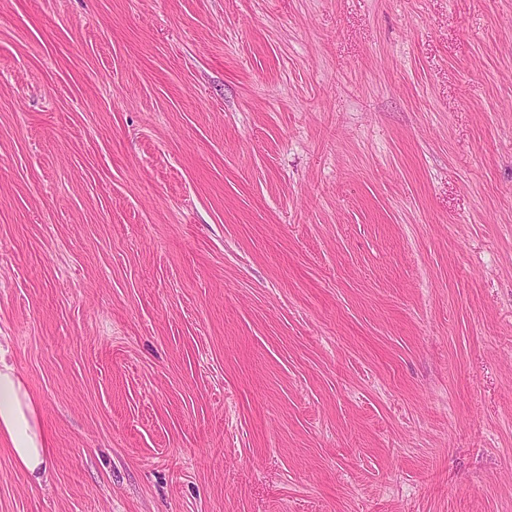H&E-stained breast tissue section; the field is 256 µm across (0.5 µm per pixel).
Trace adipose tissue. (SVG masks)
Masks as SVG:
<instances>
[{
	"label": "adipose tissue",
	"mask_w": 512,
	"mask_h": 512,
	"mask_svg": "<svg viewBox=\"0 0 512 512\" xmlns=\"http://www.w3.org/2000/svg\"><path fill=\"white\" fill-rule=\"evenodd\" d=\"M9 350L0 344V436L17 463L29 474L42 475L49 462L47 439L36 420V409L14 367Z\"/></svg>",
	"instance_id": "1"
}]
</instances>
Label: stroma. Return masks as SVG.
<instances>
[{
  "label": "stroma",
  "mask_w": 512,
  "mask_h": 512,
  "mask_svg": "<svg viewBox=\"0 0 512 512\" xmlns=\"http://www.w3.org/2000/svg\"><path fill=\"white\" fill-rule=\"evenodd\" d=\"M0 512H512V0H0ZM9 349L0 343V435L9 443L17 463L32 476L46 472L50 448L39 429L36 409L14 367Z\"/></svg>",
  "instance_id": "obj_1"
}]
</instances>
